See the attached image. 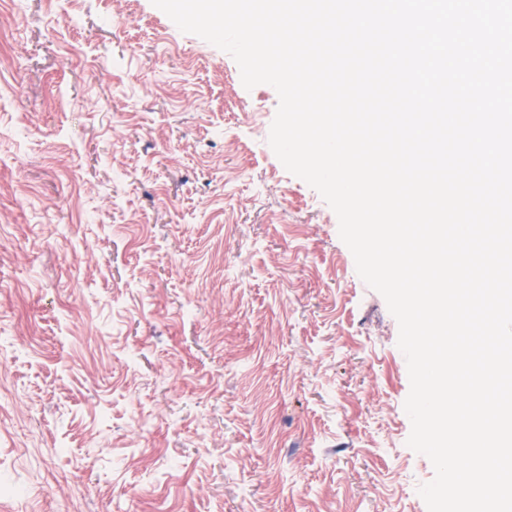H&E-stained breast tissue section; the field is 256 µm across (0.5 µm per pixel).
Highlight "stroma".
I'll return each mask as SVG.
<instances>
[{"label":"stroma","instance_id":"1","mask_svg":"<svg viewBox=\"0 0 512 512\" xmlns=\"http://www.w3.org/2000/svg\"><path fill=\"white\" fill-rule=\"evenodd\" d=\"M278 102L151 0H0V512H427L398 323Z\"/></svg>","mask_w":512,"mask_h":512}]
</instances>
